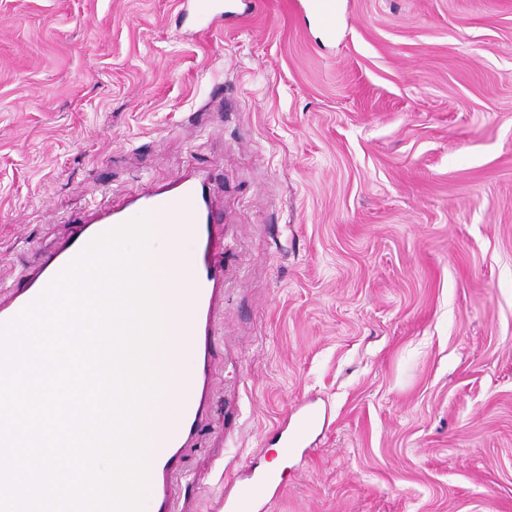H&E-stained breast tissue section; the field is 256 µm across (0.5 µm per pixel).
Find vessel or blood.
<instances>
[{
	"mask_svg": "<svg viewBox=\"0 0 512 512\" xmlns=\"http://www.w3.org/2000/svg\"><path fill=\"white\" fill-rule=\"evenodd\" d=\"M307 8L334 39L344 13V0H307ZM148 217L151 223L171 230L188 229L198 248L190 259L171 249L165 271L168 301L179 317L175 335L193 344L198 371L189 377L173 374L171 395L178 407L176 418L152 421L145 427L154 464L148 478L154 512H175L174 484L182 451L196 435L211 392V362L216 320L224 303V221L214 209L207 180L194 172L130 197L122 206L97 210L74 224V229L28 267L21 287L0 295V323L12 320L32 303L49 282L90 242L127 222ZM321 423L317 413L302 414L291 426H282L283 447H304L312 430ZM283 489L270 471L250 474L247 481H226L220 503L222 512H266Z\"/></svg>",
	"mask_w": 512,
	"mask_h": 512,
	"instance_id": "1",
	"label": "vessel or blood"
}]
</instances>
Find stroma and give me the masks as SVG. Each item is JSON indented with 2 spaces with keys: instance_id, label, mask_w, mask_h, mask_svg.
Returning <instances> with one entry per match:
<instances>
[{
  "instance_id": "35a3bbf8",
  "label": "stroma",
  "mask_w": 512,
  "mask_h": 512,
  "mask_svg": "<svg viewBox=\"0 0 512 512\" xmlns=\"http://www.w3.org/2000/svg\"><path fill=\"white\" fill-rule=\"evenodd\" d=\"M254 2L0 0V291L71 218L208 170L224 305L179 508L277 459L268 512H512V0H346L326 46ZM219 0H181L179 1V6L181 7L182 13H188L190 11L200 14H214V15H223L224 16H234L239 18L244 13H238L234 10H222ZM320 424V417L315 412L302 414L291 427L286 422L281 427L282 448H292L293 450L303 448L311 431Z\"/></svg>"
}]
</instances>
